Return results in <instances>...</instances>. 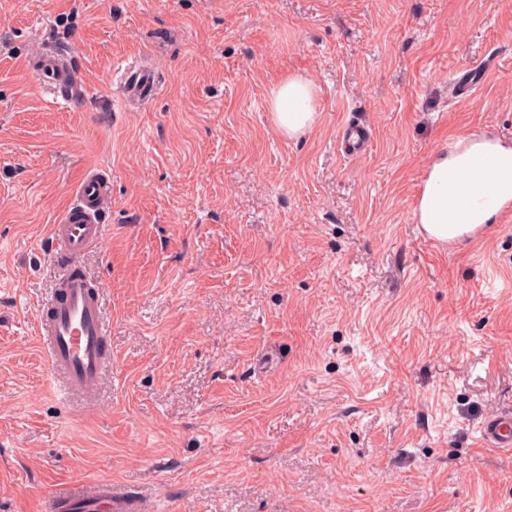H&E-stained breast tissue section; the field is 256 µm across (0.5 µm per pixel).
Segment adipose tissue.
I'll return each mask as SVG.
<instances>
[{
	"label": "adipose tissue",
	"instance_id": "1",
	"mask_svg": "<svg viewBox=\"0 0 512 512\" xmlns=\"http://www.w3.org/2000/svg\"><path fill=\"white\" fill-rule=\"evenodd\" d=\"M318 90L307 77L291 74L269 91L275 130L294 139L318 120ZM512 203V144L495 138L460 139L431 156L415 207V221L431 237L461 242L494 224L502 205Z\"/></svg>",
	"mask_w": 512,
	"mask_h": 512
}]
</instances>
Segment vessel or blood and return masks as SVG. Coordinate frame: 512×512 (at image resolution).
I'll list each match as a JSON object with an SVG mask.
<instances>
[{"label":"vessel or blood","mask_w":512,"mask_h":512,"mask_svg":"<svg viewBox=\"0 0 512 512\" xmlns=\"http://www.w3.org/2000/svg\"><path fill=\"white\" fill-rule=\"evenodd\" d=\"M32 55L39 62L38 81L53 102L72 104L85 84L70 55L34 39ZM158 76L144 60L129 63L122 78L123 99L145 103ZM111 199V183L97 167L85 169L73 190L70 204L50 226L53 257L60 272L50 298L38 314L37 343L44 355L57 394L91 403L106 371L108 327L103 315V290L76 263L103 237L104 214ZM481 442L491 448L512 450V415L485 419L478 427ZM55 512H98L119 504L108 483H69L51 491Z\"/></svg>","instance_id":"vessel-or-blood-1"}]
</instances>
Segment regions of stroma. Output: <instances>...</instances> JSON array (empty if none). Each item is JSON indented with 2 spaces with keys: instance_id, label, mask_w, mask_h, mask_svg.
Masks as SVG:
<instances>
[{
  "instance_id": "obj_1",
  "label": "stroma",
  "mask_w": 512,
  "mask_h": 512,
  "mask_svg": "<svg viewBox=\"0 0 512 512\" xmlns=\"http://www.w3.org/2000/svg\"><path fill=\"white\" fill-rule=\"evenodd\" d=\"M38 31L79 105L39 90ZM291 73L319 88L295 139L268 111ZM483 134L512 143V0H0V512L97 480L128 512H512L478 439L512 413V222L452 246L413 218L429 156ZM90 165L112 365L84 405L36 336ZM158 76L152 65L145 60H136L125 68L122 85L125 102L145 103L154 93Z\"/></svg>"
}]
</instances>
